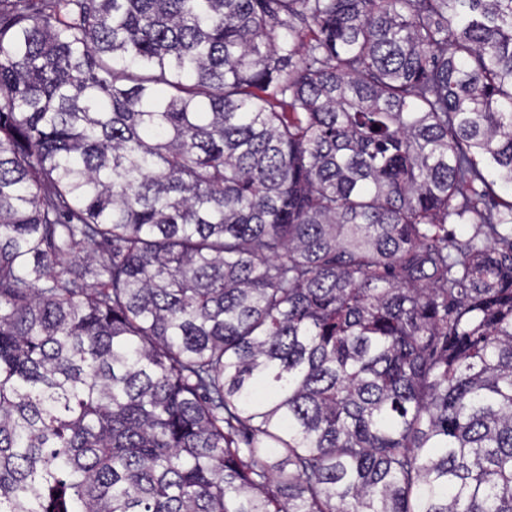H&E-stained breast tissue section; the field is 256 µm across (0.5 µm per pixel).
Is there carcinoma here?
I'll list each match as a JSON object with an SVG mask.
<instances>
[{
	"label": "carcinoma",
	"mask_w": 512,
	"mask_h": 512,
	"mask_svg": "<svg viewBox=\"0 0 512 512\" xmlns=\"http://www.w3.org/2000/svg\"><path fill=\"white\" fill-rule=\"evenodd\" d=\"M496 185L512 0H0V512H512Z\"/></svg>",
	"instance_id": "1"
}]
</instances>
